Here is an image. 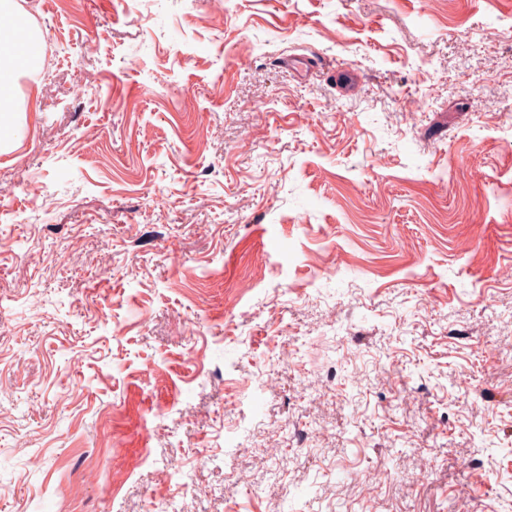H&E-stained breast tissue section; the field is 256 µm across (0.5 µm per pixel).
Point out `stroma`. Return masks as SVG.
Here are the masks:
<instances>
[{"label": "stroma", "mask_w": 512, "mask_h": 512, "mask_svg": "<svg viewBox=\"0 0 512 512\" xmlns=\"http://www.w3.org/2000/svg\"><path fill=\"white\" fill-rule=\"evenodd\" d=\"M19 2L0 512H507L512 0Z\"/></svg>", "instance_id": "obj_1"}]
</instances>
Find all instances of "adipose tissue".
I'll use <instances>...</instances> for the list:
<instances>
[{
  "label": "adipose tissue",
  "mask_w": 512,
  "mask_h": 512,
  "mask_svg": "<svg viewBox=\"0 0 512 512\" xmlns=\"http://www.w3.org/2000/svg\"><path fill=\"white\" fill-rule=\"evenodd\" d=\"M22 10L18 0H0V16L14 18L9 27H0V152L10 149L14 135L26 114L21 108L17 87L21 77H36L42 36L35 25L20 26Z\"/></svg>",
  "instance_id": "ef3b65f1"
}]
</instances>
